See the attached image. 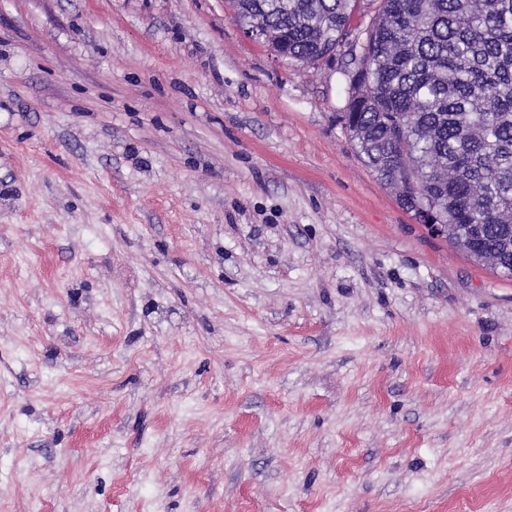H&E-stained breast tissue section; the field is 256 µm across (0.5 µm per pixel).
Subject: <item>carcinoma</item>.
Returning <instances> with one entry per match:
<instances>
[{
    "label": "carcinoma",
    "mask_w": 512,
    "mask_h": 512,
    "mask_svg": "<svg viewBox=\"0 0 512 512\" xmlns=\"http://www.w3.org/2000/svg\"><path fill=\"white\" fill-rule=\"evenodd\" d=\"M230 4L241 28L275 30L286 60L348 57L338 120L364 162L383 181L415 180L406 210H437L512 274V0H379L364 29L356 0Z\"/></svg>",
    "instance_id": "1"
}]
</instances>
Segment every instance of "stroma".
<instances>
[{
  "label": "stroma",
  "mask_w": 512,
  "mask_h": 512,
  "mask_svg": "<svg viewBox=\"0 0 512 512\" xmlns=\"http://www.w3.org/2000/svg\"><path fill=\"white\" fill-rule=\"evenodd\" d=\"M228 0H0V512H512V276Z\"/></svg>",
  "instance_id": "1"
}]
</instances>
